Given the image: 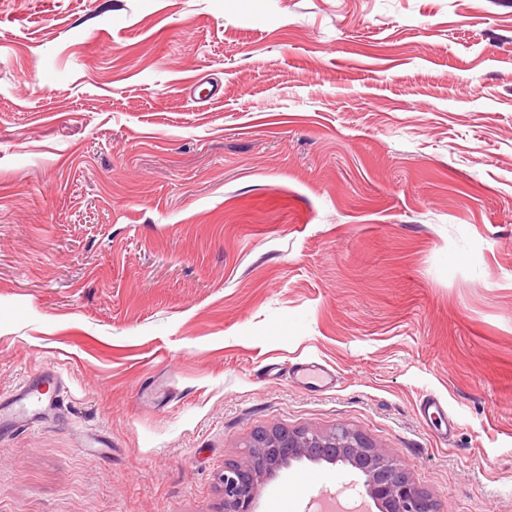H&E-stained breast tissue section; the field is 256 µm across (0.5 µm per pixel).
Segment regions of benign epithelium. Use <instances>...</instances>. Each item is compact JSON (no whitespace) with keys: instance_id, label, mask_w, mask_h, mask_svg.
<instances>
[{"instance_id":"1","label":"benign epithelium","mask_w":512,"mask_h":512,"mask_svg":"<svg viewBox=\"0 0 512 512\" xmlns=\"http://www.w3.org/2000/svg\"><path fill=\"white\" fill-rule=\"evenodd\" d=\"M256 448L248 464L224 466V512H254L260 482L303 458L332 465L341 462L359 471L378 512H443L437 500L410 481L397 459L378 452L348 428L329 433L303 429L282 436L271 430Z\"/></svg>"}]
</instances>
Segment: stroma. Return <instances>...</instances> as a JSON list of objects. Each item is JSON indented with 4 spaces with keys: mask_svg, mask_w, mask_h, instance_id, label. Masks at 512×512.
Here are the masks:
<instances>
[{
    "mask_svg": "<svg viewBox=\"0 0 512 512\" xmlns=\"http://www.w3.org/2000/svg\"><path fill=\"white\" fill-rule=\"evenodd\" d=\"M45 370L0 512H224L339 426L512 512V0H0V399Z\"/></svg>",
    "mask_w": 512,
    "mask_h": 512,
    "instance_id": "35a3bbf8",
    "label": "stroma"
}]
</instances>
